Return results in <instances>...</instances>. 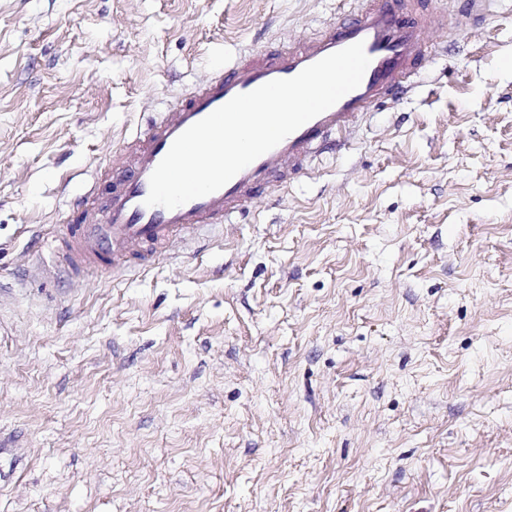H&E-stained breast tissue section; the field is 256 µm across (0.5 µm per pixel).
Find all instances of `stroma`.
I'll return each mask as SVG.
<instances>
[{
  "instance_id": "stroma-1",
  "label": "stroma",
  "mask_w": 512,
  "mask_h": 512,
  "mask_svg": "<svg viewBox=\"0 0 512 512\" xmlns=\"http://www.w3.org/2000/svg\"><path fill=\"white\" fill-rule=\"evenodd\" d=\"M353 0H0V512H512V0L153 265L39 278L124 144Z\"/></svg>"
}]
</instances>
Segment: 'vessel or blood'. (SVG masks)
<instances>
[{"instance_id": "obj_1", "label": "vessel or blood", "mask_w": 512, "mask_h": 512, "mask_svg": "<svg viewBox=\"0 0 512 512\" xmlns=\"http://www.w3.org/2000/svg\"><path fill=\"white\" fill-rule=\"evenodd\" d=\"M350 18L320 34L277 48L250 51L232 65L177 98L135 137L129 173L117 183L94 185L66 219L58 252L74 273L109 274L125 266H146L177 235L236 217L260 188L302 172L323 150L333 149L374 107L394 102L413 87L432 55L436 35L482 22L492 0H451L440 10L428 0H360ZM370 63L360 85L335 105L287 136L216 192L168 209L146 205L150 175L173 141L240 93L294 77L305 67L355 43Z\"/></svg>"}]
</instances>
